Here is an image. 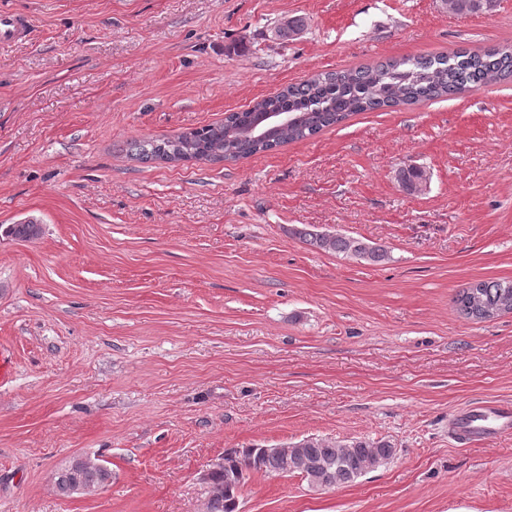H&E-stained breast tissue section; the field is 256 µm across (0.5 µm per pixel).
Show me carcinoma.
<instances>
[{
	"label": "carcinoma",
	"instance_id": "obj_1",
	"mask_svg": "<svg viewBox=\"0 0 512 512\" xmlns=\"http://www.w3.org/2000/svg\"><path fill=\"white\" fill-rule=\"evenodd\" d=\"M493 0H454L453 13L469 15L489 10ZM303 27L299 18L279 24L273 34L288 40ZM512 79V46L493 47L481 52L457 49L434 56L392 58L357 70L315 74L261 98L245 109L230 112L224 121L189 128L172 137H151L131 143L143 163L235 162L272 151L290 142L311 138L326 128L339 125L359 112L448 98L478 90L498 81ZM288 114V124L274 126L268 114ZM423 172L410 167L400 174L409 191H417ZM41 228L34 221L9 225L5 234L15 240L31 241ZM308 244L326 252L342 254L371 263L390 259L388 252L364 241L341 234L298 231ZM457 311L467 319L484 320L502 310L512 311V279H487L472 283L454 298ZM309 466L285 469L282 460L260 448L231 449L224 464L210 470L212 489L206 512H237V493L248 472L298 474L308 486L320 489L351 483L362 472L392 458L394 445L387 440L356 438L337 441L307 437L294 444ZM57 491L64 496L78 493L86 485L103 488L112 472L88 458H75L53 475Z\"/></svg>",
	"mask_w": 512,
	"mask_h": 512
}]
</instances>
